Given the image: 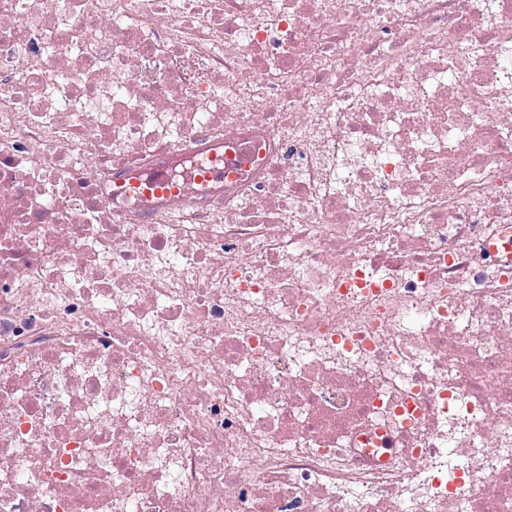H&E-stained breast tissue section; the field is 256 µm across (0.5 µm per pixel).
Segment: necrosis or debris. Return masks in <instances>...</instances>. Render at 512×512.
Listing matches in <instances>:
<instances>
[{"instance_id": "obj_1", "label": "necrosis or debris", "mask_w": 512, "mask_h": 512, "mask_svg": "<svg viewBox=\"0 0 512 512\" xmlns=\"http://www.w3.org/2000/svg\"><path fill=\"white\" fill-rule=\"evenodd\" d=\"M0 512H512V0H0Z\"/></svg>"}]
</instances>
